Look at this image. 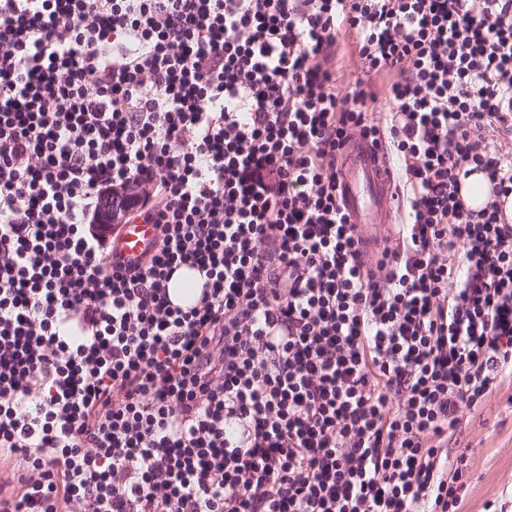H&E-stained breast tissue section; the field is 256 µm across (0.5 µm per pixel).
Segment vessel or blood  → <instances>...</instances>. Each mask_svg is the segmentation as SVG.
Here are the masks:
<instances>
[{
    "label": "vessel or blood",
    "mask_w": 512,
    "mask_h": 512,
    "mask_svg": "<svg viewBox=\"0 0 512 512\" xmlns=\"http://www.w3.org/2000/svg\"><path fill=\"white\" fill-rule=\"evenodd\" d=\"M339 189L351 223L364 229L394 223L393 171L382 149L360 141L346 148L340 159ZM157 229L152 224L125 225L114 244L123 263H137L154 249Z\"/></svg>",
    "instance_id": "b4317fda"
}]
</instances>
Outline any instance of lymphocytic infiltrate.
<instances>
[{
	"label": "lymphocytic infiltrate",
	"mask_w": 512,
	"mask_h": 512,
	"mask_svg": "<svg viewBox=\"0 0 512 512\" xmlns=\"http://www.w3.org/2000/svg\"><path fill=\"white\" fill-rule=\"evenodd\" d=\"M510 131L512 0H0V512H459L448 435L512 380ZM357 137L404 202L373 258ZM136 180L126 268L93 220ZM338 55L336 57V85L343 88L349 81L363 77L359 60L353 54V47L347 37L339 39ZM339 189L351 224L371 229L378 238L390 237L395 223L393 170L383 150L359 141L346 148L340 159ZM361 229L364 235L366 230ZM156 240L155 225L124 224L121 235L114 243V250L120 262L135 264L154 249Z\"/></svg>",
	"instance_id": "obj_1"
}]
</instances>
